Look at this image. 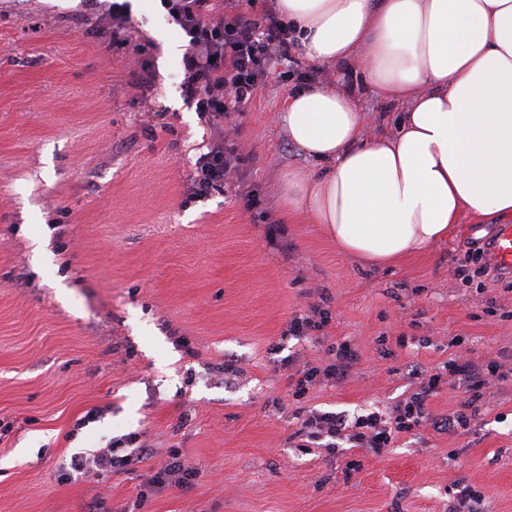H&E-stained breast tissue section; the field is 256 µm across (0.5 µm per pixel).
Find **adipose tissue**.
<instances>
[{"label": "adipose tissue", "instance_id": "1", "mask_svg": "<svg viewBox=\"0 0 512 512\" xmlns=\"http://www.w3.org/2000/svg\"><path fill=\"white\" fill-rule=\"evenodd\" d=\"M308 63L355 65L407 102L366 137L354 91L288 94L280 120L317 161L288 172V212L374 267L444 241L460 214L512 215V0H276Z\"/></svg>", "mask_w": 512, "mask_h": 512}]
</instances>
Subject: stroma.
Wrapping results in <instances>:
<instances>
[{
    "label": "stroma",
    "mask_w": 512,
    "mask_h": 512,
    "mask_svg": "<svg viewBox=\"0 0 512 512\" xmlns=\"http://www.w3.org/2000/svg\"><path fill=\"white\" fill-rule=\"evenodd\" d=\"M107 8L0 0V512H456L465 486L512 512V378L483 389L468 431L424 426L378 455L298 434L311 410L390 411L454 337L512 362V275L484 253L498 220L463 213L384 268L341 253L285 215L284 175L315 165L279 120L300 86L285 64L212 123L184 96L186 41L159 0H131L120 52ZM231 127L243 187L196 189ZM313 306L328 323L293 334ZM342 342L349 376L293 399L285 359L324 364ZM130 437L148 459L67 470ZM174 451L201 478L136 507Z\"/></svg>",
    "instance_id": "35a3bbf8"
}]
</instances>
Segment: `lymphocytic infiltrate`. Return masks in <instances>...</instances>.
<instances>
[{"mask_svg": "<svg viewBox=\"0 0 512 512\" xmlns=\"http://www.w3.org/2000/svg\"><path fill=\"white\" fill-rule=\"evenodd\" d=\"M241 0H160L172 23L188 39L182 58L184 93L201 117L219 119L249 103L265 85L272 53L290 59L297 45L294 30L275 12L257 15L243 11ZM242 159L232 144L221 142L198 159L200 188L223 186L230 173L239 172ZM356 361L349 344H339L331 362L323 366L303 365L295 370L292 392L303 397L317 383L340 380ZM512 373L497 359L482 362L459 354L437 371L422 373L416 392L399 401L390 416L379 413L348 416L342 413L310 411L302 422L306 439L338 448L340 443L381 452L399 434L431 421L437 431L468 430L470 417L464 412L429 419L426 402L443 385H454L478 399L491 380H506Z\"/></svg>", "mask_w": 512, "mask_h": 512, "instance_id": "f902f5d3", "label": "lymphocytic infiltrate"}]
</instances>
